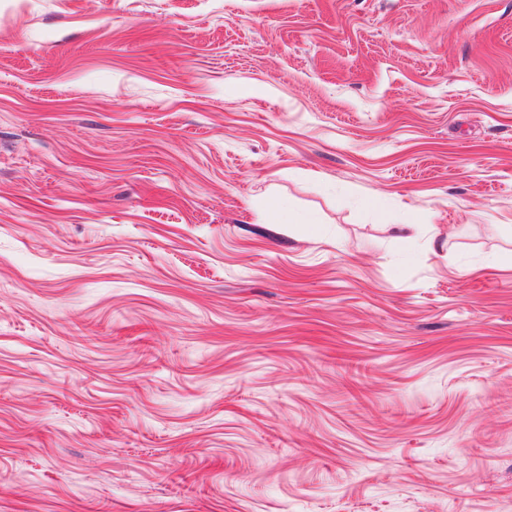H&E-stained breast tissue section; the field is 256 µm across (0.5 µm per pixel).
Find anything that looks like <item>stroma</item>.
Wrapping results in <instances>:
<instances>
[{
  "label": "stroma",
  "mask_w": 512,
  "mask_h": 512,
  "mask_svg": "<svg viewBox=\"0 0 512 512\" xmlns=\"http://www.w3.org/2000/svg\"><path fill=\"white\" fill-rule=\"evenodd\" d=\"M0 512H512V0H0Z\"/></svg>",
  "instance_id": "35a3bbf8"
}]
</instances>
